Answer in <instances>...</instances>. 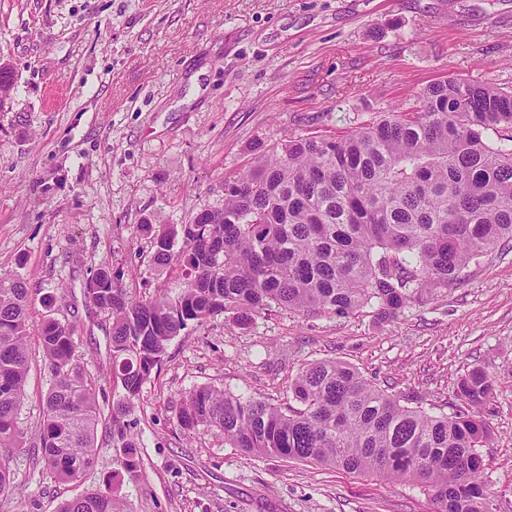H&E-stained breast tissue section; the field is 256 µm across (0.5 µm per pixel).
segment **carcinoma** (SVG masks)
Returning <instances> with one entry per match:
<instances>
[{"label":"carcinoma","mask_w":512,"mask_h":512,"mask_svg":"<svg viewBox=\"0 0 512 512\" xmlns=\"http://www.w3.org/2000/svg\"><path fill=\"white\" fill-rule=\"evenodd\" d=\"M0 65V110L12 100ZM507 131L510 145L485 133ZM183 246L173 251L176 236ZM512 243V91L446 79L411 106L338 138L288 137L224 183V209H202L178 230L153 237L154 263L179 262L178 291L137 299L99 269L89 302L112 319V478L134 479L141 461L126 417L188 323L224 314L241 328L271 307L347 316L366 307L385 321L448 292L472 263ZM29 293L0 283V449L20 445L16 415L29 370ZM52 377L37 434L43 473L76 481L93 467L100 379L75 354L72 327H37ZM495 391L474 366L456 383L450 414L411 407L353 367L323 360L289 385L288 406L222 388L185 392L187 430L213 428L224 444L354 474L419 484L433 512H490L480 449L491 447L483 416ZM58 512H121L114 483L65 501Z\"/></svg>","instance_id":"1"}]
</instances>
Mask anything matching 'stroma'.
Segmentation results:
<instances>
[{"instance_id": "1", "label": "stroma", "mask_w": 512, "mask_h": 512, "mask_svg": "<svg viewBox=\"0 0 512 512\" xmlns=\"http://www.w3.org/2000/svg\"><path fill=\"white\" fill-rule=\"evenodd\" d=\"M4 60L17 94L0 112V280L25 283L32 324L72 325L102 378L94 466L46 478L34 443L50 378L29 337L25 439L0 512H57L118 468L111 321L85 297L92 275L109 268L140 298L175 290L182 269L156 268L146 225L222 209L225 181L281 139L344 135L446 78L512 90V0H0ZM324 359L444 413L458 377L483 366L496 386L483 478L491 512H512V245L392 322L273 308L245 329L220 315L189 324L128 416L141 468L117 483L123 512H431L414 483L256 457L178 423L185 391L279 404Z\"/></svg>"}]
</instances>
